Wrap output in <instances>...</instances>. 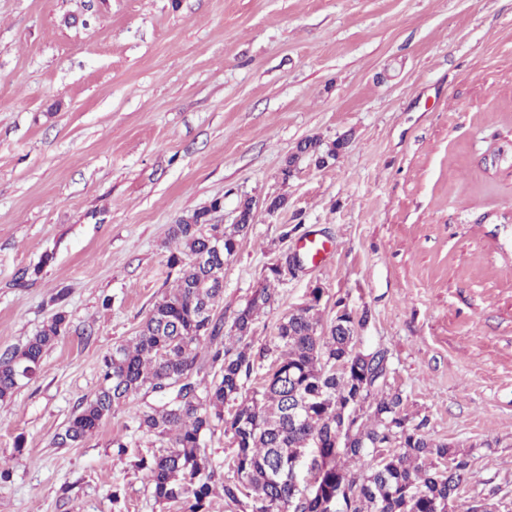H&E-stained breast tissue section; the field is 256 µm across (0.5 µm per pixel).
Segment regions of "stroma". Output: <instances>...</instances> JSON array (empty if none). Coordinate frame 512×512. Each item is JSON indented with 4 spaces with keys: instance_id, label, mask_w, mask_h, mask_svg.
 Segmentation results:
<instances>
[{
    "instance_id": "35a3bbf8",
    "label": "stroma",
    "mask_w": 512,
    "mask_h": 512,
    "mask_svg": "<svg viewBox=\"0 0 512 512\" xmlns=\"http://www.w3.org/2000/svg\"><path fill=\"white\" fill-rule=\"evenodd\" d=\"M313 137L345 145L283 177ZM248 197L225 322L271 263L332 242L283 276L254 345L316 286L323 320L370 311L359 345L471 461L449 512H512V0H0V350L70 321L0 401V512H183L133 468L164 442L128 411L54 440L175 281L172 225L216 198L231 224Z\"/></svg>"
}]
</instances>
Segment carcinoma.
<instances>
[{"label":"carcinoma","mask_w":512,"mask_h":512,"mask_svg":"<svg viewBox=\"0 0 512 512\" xmlns=\"http://www.w3.org/2000/svg\"><path fill=\"white\" fill-rule=\"evenodd\" d=\"M342 142L322 149L309 138L297 150L315 165L331 157ZM252 200L238 203L239 220L212 224L203 207L177 220L170 236L177 247L166 264L178 270L176 287L154 303L138 334L116 344L103 359L98 390L72 415L55 444L76 447L117 410L127 409L138 429L168 440L169 446L132 466L142 472L156 503H180L184 512H210L215 473L203 452L206 436L224 429L234 448L222 493L227 512H448L465 492L470 460L444 441L423 433L404 409L402 393L384 394L388 353L356 351L357 328L368 312L353 318L343 301L338 311L352 317L343 327L323 323L315 292L301 309L277 323L273 345L254 350L248 339L261 313L275 302L274 283L264 282L235 314L229 331L216 305L224 298V265L252 224ZM219 236L224 249L212 250ZM69 331L67 312L58 309L20 347L0 351V401L38 372L46 351ZM215 369L209 386L195 379L200 354ZM256 385L247 387L250 379ZM365 392L361 412L342 419L339 404ZM161 397L156 406H135L141 391ZM345 432V445L336 446ZM309 455L314 486L302 496L276 477L286 457ZM370 455L368 471L350 462Z\"/></svg>","instance_id":"carcinoma-1"}]
</instances>
